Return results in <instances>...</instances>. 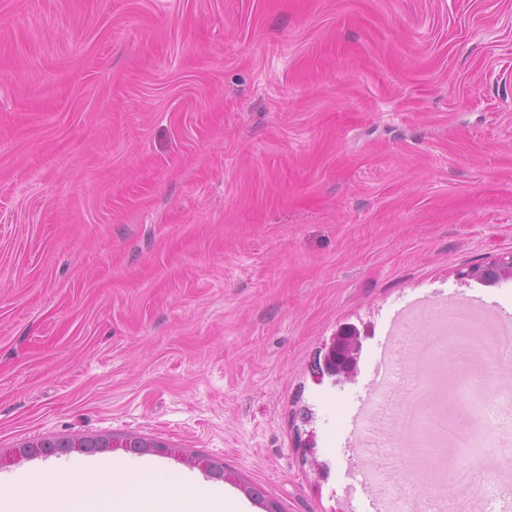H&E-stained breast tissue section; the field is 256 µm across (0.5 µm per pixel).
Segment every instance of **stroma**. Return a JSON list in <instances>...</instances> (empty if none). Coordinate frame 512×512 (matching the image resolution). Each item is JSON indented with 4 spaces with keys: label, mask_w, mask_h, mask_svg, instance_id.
<instances>
[{
    "label": "stroma",
    "mask_w": 512,
    "mask_h": 512,
    "mask_svg": "<svg viewBox=\"0 0 512 512\" xmlns=\"http://www.w3.org/2000/svg\"><path fill=\"white\" fill-rule=\"evenodd\" d=\"M511 251L512 0H0V453L140 434L245 512L183 455L284 512H387L423 392L373 414L389 332L417 301L512 325V279L459 277ZM346 324L356 377L315 384ZM472 395L512 448V374Z\"/></svg>",
    "instance_id": "1"
}]
</instances>
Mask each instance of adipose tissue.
<instances>
[{
	"label": "adipose tissue",
	"mask_w": 512,
	"mask_h": 512,
	"mask_svg": "<svg viewBox=\"0 0 512 512\" xmlns=\"http://www.w3.org/2000/svg\"><path fill=\"white\" fill-rule=\"evenodd\" d=\"M61 489L48 499L41 493L43 484ZM117 502V512H239L237 503L224 500L192 486L158 492L154 483H131L124 465L97 469L95 483L86 486L77 469H56L37 476L23 491L0 493V512H101L104 502Z\"/></svg>",
	"instance_id": "obj_1"
}]
</instances>
